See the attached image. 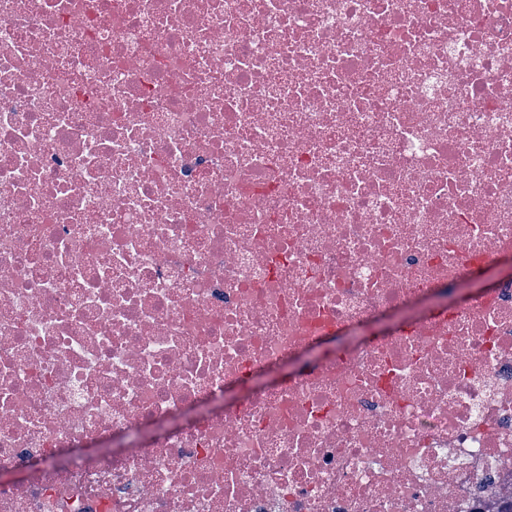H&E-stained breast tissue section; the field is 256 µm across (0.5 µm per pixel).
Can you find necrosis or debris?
I'll use <instances>...</instances> for the list:
<instances>
[{
	"label": "necrosis or debris",
	"mask_w": 512,
	"mask_h": 512,
	"mask_svg": "<svg viewBox=\"0 0 512 512\" xmlns=\"http://www.w3.org/2000/svg\"><path fill=\"white\" fill-rule=\"evenodd\" d=\"M511 255L512 0H0V512L512 500V278L147 432Z\"/></svg>",
	"instance_id": "1"
}]
</instances>
